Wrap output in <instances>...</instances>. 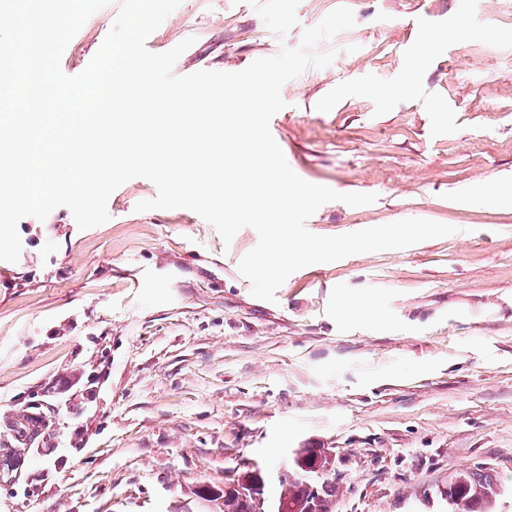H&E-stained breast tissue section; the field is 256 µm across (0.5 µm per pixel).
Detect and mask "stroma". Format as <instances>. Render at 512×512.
<instances>
[{
  "label": "stroma",
  "instance_id": "1",
  "mask_svg": "<svg viewBox=\"0 0 512 512\" xmlns=\"http://www.w3.org/2000/svg\"><path fill=\"white\" fill-rule=\"evenodd\" d=\"M342 3L354 27L320 43L329 66L283 85L272 135L303 180L377 199L326 203L307 227L454 233L307 266L272 303L238 270L257 232L226 244L191 210L136 211L148 179L116 189L96 227L65 207L21 219L18 261H0V448L5 418L50 426L0 512H200V484L254 461L276 475L298 448L330 451L334 512H450L466 467L512 512V202L484 196L512 186V0H182L146 44L193 38L178 76L236 72ZM121 5L71 39L66 75ZM347 296L379 320L343 314Z\"/></svg>",
  "mask_w": 512,
  "mask_h": 512
}]
</instances>
